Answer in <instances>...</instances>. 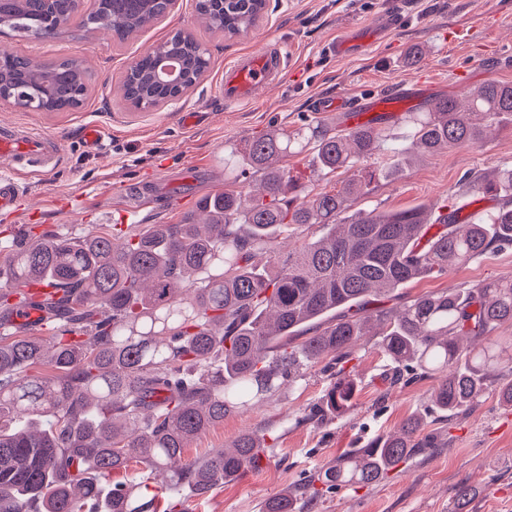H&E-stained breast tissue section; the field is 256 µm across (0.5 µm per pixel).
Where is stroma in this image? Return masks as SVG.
Here are the masks:
<instances>
[{"instance_id": "stroma-1", "label": "stroma", "mask_w": 512, "mask_h": 512, "mask_svg": "<svg viewBox=\"0 0 512 512\" xmlns=\"http://www.w3.org/2000/svg\"><path fill=\"white\" fill-rule=\"evenodd\" d=\"M393 7L394 0H270L267 14L249 34L228 38L199 27L195 0H179L168 17L122 44L101 31L62 41L0 37V48L13 52L42 59L79 57L95 77L84 103L69 111L0 105V126H24L62 144L51 172L25 175L28 199L18 215L0 213V226L39 224L72 235L108 233L129 205L124 186L155 177L159 194L150 197L137 218L144 225L175 224L195 210L198 199L223 187L225 146L273 127L294 130L312 119L338 125L335 113L315 112V97L365 96L408 78L435 80L437 97H461L490 80L512 82V0H408L400 26L387 41L350 59L328 53V44L341 31L368 27ZM180 29L194 30L207 48L208 71L178 100L147 110L131 107L120 89L122 73L150 46ZM269 39L288 48L282 81L257 101L225 105L219 93L225 66L262 50ZM415 45L424 53L413 66L408 51ZM462 71L468 75L463 84L457 79ZM188 111L207 113L208 118L186 127L180 115ZM88 125L104 135L95 153L86 151L81 136ZM385 129L389 147L402 150L411 164L404 174L374 179L355 208L395 211L445 203L464 210L473 201L458 192L467 178L512 168V125L480 145L436 154L417 149L403 122ZM71 193L83 194L84 214L59 210V200ZM506 276L512 277V247L448 274L408 283L385 304L399 306L426 292H450ZM350 366L358 392L346 414L312 416L329 377L321 368L309 370L247 412L225 417L186 451L187 457L200 458L249 430L264 436L269 465L203 495L164 484L161 507L264 512L268 499L288 490L295 493L300 512H453V489L465 483L475 490L469 512H512V407L498 396L499 385L512 382V367L496 368L495 386L469 413L448 417L432 403L435 377L384 382L388 363L374 344L364 346ZM413 416L425 420L430 447L414 452L371 485L342 487L320 498L305 491L310 474Z\"/></svg>"}]
</instances>
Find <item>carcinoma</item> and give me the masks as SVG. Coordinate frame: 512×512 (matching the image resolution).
<instances>
[{
	"mask_svg": "<svg viewBox=\"0 0 512 512\" xmlns=\"http://www.w3.org/2000/svg\"><path fill=\"white\" fill-rule=\"evenodd\" d=\"M259 0H213L195 12L213 33L245 31ZM169 0H0V27L35 38L85 36L119 26L120 41L162 19ZM196 37L177 31L158 44L182 70V88L152 80L154 58L134 62L123 98L157 107L192 87L209 66ZM10 101L62 112L86 99L92 75L78 58L45 61L0 50ZM403 121L417 148L437 153L482 143L487 129L512 123V83L489 81L459 98L441 96ZM384 129L338 130L325 123L273 129L224 149V188L201 197L177 224L136 233L58 232L14 237L0 247V322H10L25 289L52 291L44 312L52 347L25 324L0 329V512H161L158 493L112 480L134 464L169 472L170 483L203 494L268 462L262 436L243 431L203 459L186 448L224 417L243 413L322 365L331 382L316 415L347 411L357 383L347 365L365 336L401 371L437 375L432 402L450 415L469 411L491 385L500 342L512 325V277L475 288L421 294L398 309L383 299L411 281L442 275L512 247V195L473 224L426 206L359 210L384 150ZM307 150L321 176L357 169L334 191L306 190L288 158ZM259 177L258 193L236 189ZM512 191V169L493 182L477 176L462 193ZM319 225L318 238L286 256L275 238L288 226ZM333 319L293 345L290 337L328 313ZM48 365L53 374L32 372ZM424 423L406 419L336 462L308 485L318 497L377 482L427 444ZM473 489H454L463 512ZM289 491L264 512H297Z\"/></svg>",
	"mask_w": 512,
	"mask_h": 512,
	"instance_id": "cac0c4a2",
	"label": "carcinoma"
}]
</instances>
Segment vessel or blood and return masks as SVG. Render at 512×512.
Returning a JSON list of instances; mask_svg holds the SVG:
<instances>
[{"label":"vessel or blood","instance_id":"b4317fda","mask_svg":"<svg viewBox=\"0 0 512 512\" xmlns=\"http://www.w3.org/2000/svg\"><path fill=\"white\" fill-rule=\"evenodd\" d=\"M400 23L399 11L380 17L368 29L346 31L332 41L328 50L336 58L344 59L367 51L372 41L390 36ZM287 59L283 46L269 42L262 52L238 59L227 65L221 92L228 105L255 100L268 85L276 83ZM421 81L407 79L391 89L367 97L352 98L339 95L322 97L316 101L320 112L342 114L347 128H355L374 116H389L415 101L422 91ZM61 156V145L54 137L28 130L0 132V162L9 165L13 173L0 177V211L16 212L25 195L26 187L20 173L50 172Z\"/></svg>","mask_w":512,"mask_h":512}]
</instances>
